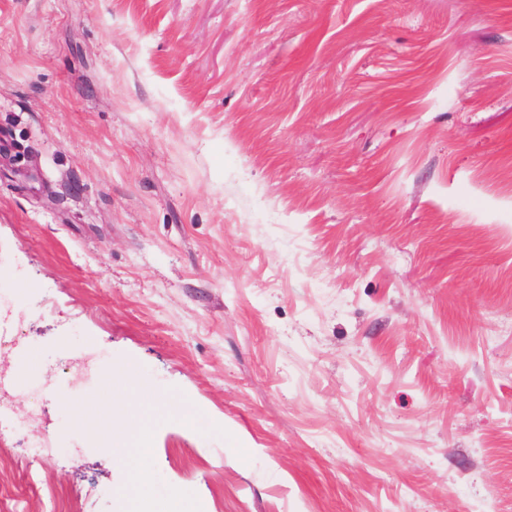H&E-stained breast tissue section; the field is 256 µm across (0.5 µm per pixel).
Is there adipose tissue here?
<instances>
[{
  "label": "adipose tissue",
  "instance_id": "ef3b65f1",
  "mask_svg": "<svg viewBox=\"0 0 512 512\" xmlns=\"http://www.w3.org/2000/svg\"><path fill=\"white\" fill-rule=\"evenodd\" d=\"M133 384L142 390L148 387L131 366L114 367L96 401V412L74 410L73 422L77 428L92 432L97 426V413L109 412L123 419V427L112 437L116 458L126 465L129 480L120 512H193L187 490L167 484L152 464L150 429L129 392Z\"/></svg>",
  "mask_w": 512,
  "mask_h": 512
}]
</instances>
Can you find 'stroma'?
Listing matches in <instances>:
<instances>
[{"label":"stroma","instance_id":"1","mask_svg":"<svg viewBox=\"0 0 512 512\" xmlns=\"http://www.w3.org/2000/svg\"><path fill=\"white\" fill-rule=\"evenodd\" d=\"M0 308V512L118 364L198 512H512V0H0Z\"/></svg>","mask_w":512,"mask_h":512}]
</instances>
